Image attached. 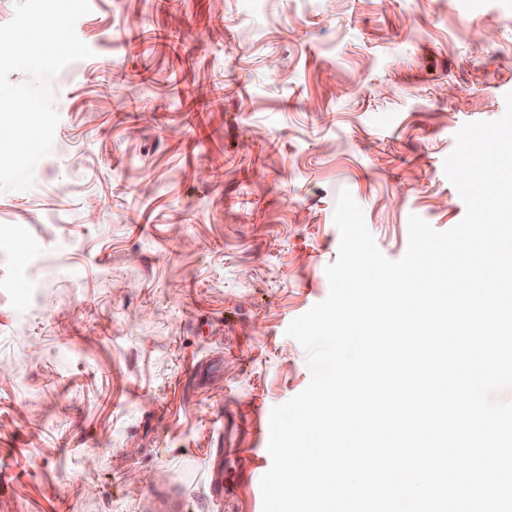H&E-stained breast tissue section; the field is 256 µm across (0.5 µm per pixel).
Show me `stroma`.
Wrapping results in <instances>:
<instances>
[{"mask_svg":"<svg viewBox=\"0 0 512 512\" xmlns=\"http://www.w3.org/2000/svg\"><path fill=\"white\" fill-rule=\"evenodd\" d=\"M90 6L35 186L0 193V512L174 491L182 512H262L263 418L310 382L285 331L329 293L338 195L391 260L410 216L461 221L444 160L506 110L512 0Z\"/></svg>","mask_w":512,"mask_h":512,"instance_id":"obj_1","label":"stroma"}]
</instances>
